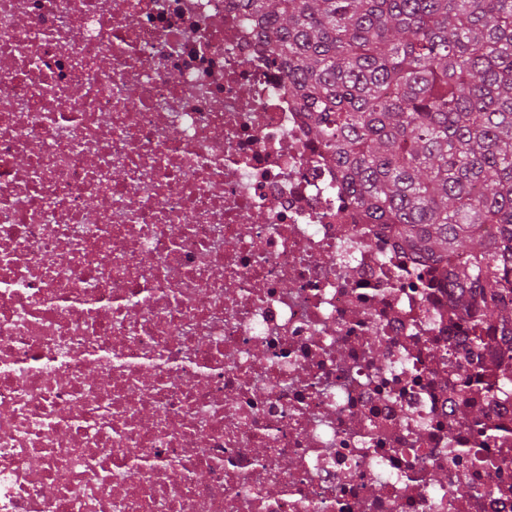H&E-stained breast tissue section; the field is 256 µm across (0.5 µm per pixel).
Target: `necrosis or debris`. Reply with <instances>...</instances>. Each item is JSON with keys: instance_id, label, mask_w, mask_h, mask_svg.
<instances>
[{"instance_id": "obj_1", "label": "necrosis or debris", "mask_w": 512, "mask_h": 512, "mask_svg": "<svg viewBox=\"0 0 512 512\" xmlns=\"http://www.w3.org/2000/svg\"><path fill=\"white\" fill-rule=\"evenodd\" d=\"M0 79V512H512L241 0H0Z\"/></svg>"}]
</instances>
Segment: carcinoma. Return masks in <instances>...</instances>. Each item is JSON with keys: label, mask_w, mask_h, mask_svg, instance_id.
I'll return each mask as SVG.
<instances>
[{"label": "carcinoma", "mask_w": 512, "mask_h": 512, "mask_svg": "<svg viewBox=\"0 0 512 512\" xmlns=\"http://www.w3.org/2000/svg\"><path fill=\"white\" fill-rule=\"evenodd\" d=\"M263 61L288 80L309 139L367 224L447 290L468 354L467 403L512 382V0H242Z\"/></svg>", "instance_id": "obj_1"}]
</instances>
